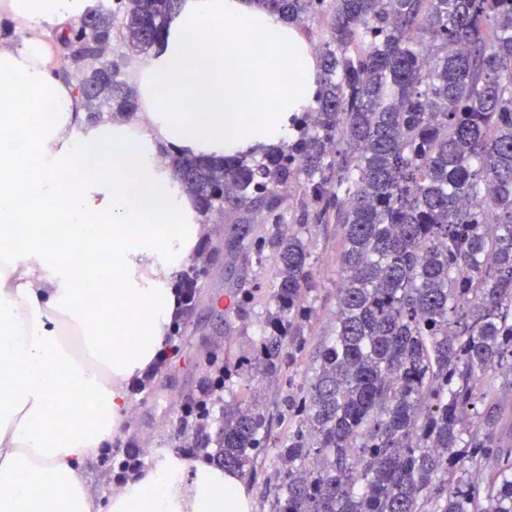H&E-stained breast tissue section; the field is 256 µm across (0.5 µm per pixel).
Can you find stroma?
Segmentation results:
<instances>
[{"mask_svg": "<svg viewBox=\"0 0 512 512\" xmlns=\"http://www.w3.org/2000/svg\"><path fill=\"white\" fill-rule=\"evenodd\" d=\"M268 230V225L258 220L251 224L204 225L203 235L209 242L211 258L206 274L197 282L191 310L178 321V351L147 384L143 394H131L130 415L112 435L114 444L143 450L144 462L150 467L169 454L184 455L199 433L209 441L203 455H213L224 417L223 402H216L211 415L195 428L182 427V410L198 399L200 387L213 379L219 367L237 369L240 399L272 420L268 446L262 455L264 464L249 483L256 502L255 512H271V504L264 495V481L274 475L276 450L288 436V387L308 384L316 350L335 332L336 289L342 274V225L313 227L308 243L319 285L308 299L312 313L304 324L306 348L279 376L262 375L249 364L263 330L255 315L256 307L250 304L233 309L227 307L225 300L240 298L243 290L264 287L271 281L274 258L269 256L258 263L252 254L255 240Z\"/></svg>", "mask_w": 512, "mask_h": 512, "instance_id": "stroma-1", "label": "stroma"}]
</instances>
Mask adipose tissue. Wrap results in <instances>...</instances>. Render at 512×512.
<instances>
[{"label":"adipose tissue","mask_w":512,"mask_h":512,"mask_svg":"<svg viewBox=\"0 0 512 512\" xmlns=\"http://www.w3.org/2000/svg\"><path fill=\"white\" fill-rule=\"evenodd\" d=\"M93 5L0 0V512H254L239 475L202 458L169 457L106 502L84 467L173 331V277L202 234L167 158L287 141L289 116L314 103L318 60L299 27L256 0H183L128 68L140 112L92 114L52 36ZM23 130L27 152L15 147ZM51 225L76 250L53 243Z\"/></svg>","instance_id":"adipose-tissue-1"}]
</instances>
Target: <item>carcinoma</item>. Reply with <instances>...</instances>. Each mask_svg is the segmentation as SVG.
<instances>
[{"label": "carcinoma", "mask_w": 512, "mask_h": 512, "mask_svg": "<svg viewBox=\"0 0 512 512\" xmlns=\"http://www.w3.org/2000/svg\"><path fill=\"white\" fill-rule=\"evenodd\" d=\"M180 2L99 0L56 35L63 47L101 36L78 83L90 111H137L112 33L147 55ZM256 2L299 26L329 20L316 102L272 152L174 168L208 215L272 225L254 246L276 261L253 356L267 376L311 314L303 234L344 228L336 334L286 399L300 422L277 450L275 512H512L488 382L505 375L512 391V0ZM233 384L224 369L215 460L252 479L271 423Z\"/></svg>", "instance_id": "carcinoma-1"}]
</instances>
